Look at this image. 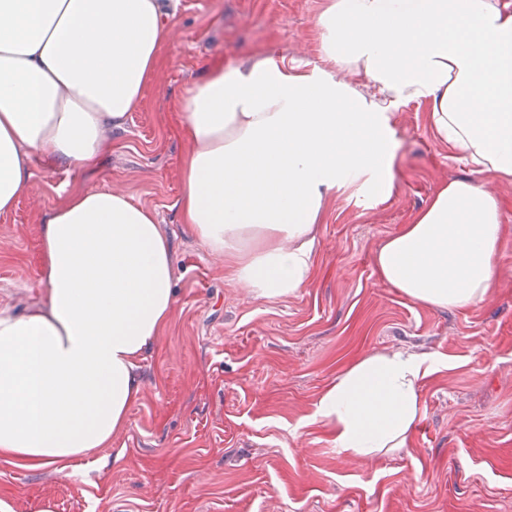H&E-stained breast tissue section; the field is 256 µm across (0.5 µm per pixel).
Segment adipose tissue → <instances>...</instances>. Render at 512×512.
Returning <instances> with one entry per match:
<instances>
[{"label": "adipose tissue", "mask_w": 512, "mask_h": 512, "mask_svg": "<svg viewBox=\"0 0 512 512\" xmlns=\"http://www.w3.org/2000/svg\"><path fill=\"white\" fill-rule=\"evenodd\" d=\"M163 15L160 0H0V213L33 162L101 165L108 130L156 72ZM315 26L331 70L218 58L177 105L189 144L180 222L232 281L271 300L307 285L337 191H389L398 105L429 102L434 134L472 171L512 179V12L498 0H331ZM503 232L494 190L455 180L374 267L424 306L471 307L496 284ZM38 237L44 303L0 311V460L62 472L110 447L140 397L142 362L177 304L173 247L153 210L109 189L69 194ZM441 365L433 352L366 355L314 419L343 453L408 447L420 386Z\"/></svg>", "instance_id": "obj_1"}]
</instances>
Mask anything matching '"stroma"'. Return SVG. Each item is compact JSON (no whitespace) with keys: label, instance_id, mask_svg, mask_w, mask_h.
I'll return each mask as SVG.
<instances>
[{"label":"stroma","instance_id":"35a3bbf8","mask_svg":"<svg viewBox=\"0 0 512 512\" xmlns=\"http://www.w3.org/2000/svg\"><path fill=\"white\" fill-rule=\"evenodd\" d=\"M328 0H206L178 5L139 107L109 135L98 169L34 166L0 215V310L46 298L38 224L65 195L112 189L152 208L173 244L178 305L142 368V396L108 448L66 472L0 462L14 512H512V181L483 175L508 231L498 286L460 310L425 307L381 280L383 242L439 186L473 172L429 126L430 107L393 111L390 195L338 192L319 226L306 287L269 300L224 276V259L188 235L175 202L187 150L177 101L217 56L262 53L319 62L316 17ZM434 352L444 368L421 387L410 447L338 453L314 404L352 360Z\"/></svg>","mask_w":512,"mask_h":512}]
</instances>
